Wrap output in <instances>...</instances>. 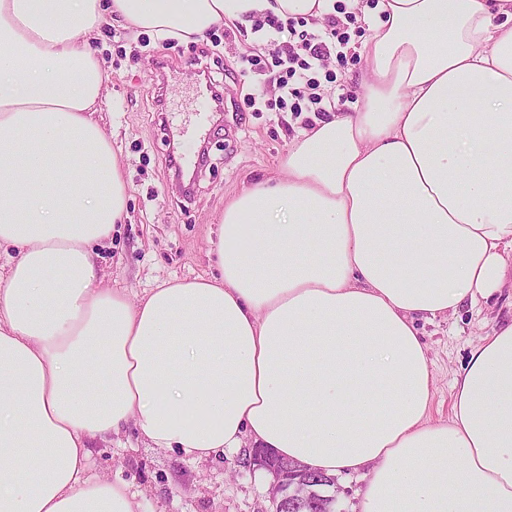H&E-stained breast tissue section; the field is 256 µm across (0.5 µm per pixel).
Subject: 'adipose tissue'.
I'll use <instances>...</instances> for the list:
<instances>
[{"label":"adipose tissue","mask_w":512,"mask_h":512,"mask_svg":"<svg viewBox=\"0 0 512 512\" xmlns=\"http://www.w3.org/2000/svg\"><path fill=\"white\" fill-rule=\"evenodd\" d=\"M332 11L0 0V512H138L90 470L91 442L130 422L189 461L369 470L357 512H512V321L470 346L436 422L417 327L512 282V0H377L361 109L314 120L225 200L216 274L135 301L100 285L128 201L104 28L202 38Z\"/></svg>","instance_id":"1"}]
</instances>
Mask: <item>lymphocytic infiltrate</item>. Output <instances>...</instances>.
I'll return each instance as SVG.
<instances>
[{
  "label": "lymphocytic infiltrate",
  "instance_id": "1",
  "mask_svg": "<svg viewBox=\"0 0 512 512\" xmlns=\"http://www.w3.org/2000/svg\"><path fill=\"white\" fill-rule=\"evenodd\" d=\"M362 12L350 0H341L336 11L326 17L322 31H297L295 19L268 15L255 23L256 30L270 32V60L250 59L255 73L275 84L279 95L273 106L278 111L327 112L329 103L319 80L330 57H344L351 42L349 27Z\"/></svg>",
  "mask_w": 512,
  "mask_h": 512
}]
</instances>
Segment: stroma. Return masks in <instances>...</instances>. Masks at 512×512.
Returning a JSON list of instances; mask_svg holds the SVG:
<instances>
[{
	"mask_svg": "<svg viewBox=\"0 0 512 512\" xmlns=\"http://www.w3.org/2000/svg\"><path fill=\"white\" fill-rule=\"evenodd\" d=\"M235 36L216 30L198 41L168 45L150 34L133 36L121 25L106 30L98 44L110 61L105 120L116 135L112 149L124 167L128 217L99 250L98 264L111 288L138 299L170 280H191L211 271L210 239L224 201L243 185L276 174L293 137L304 126L292 112H255L247 106L254 76L243 56H266L265 32L234 22ZM171 66L164 86L167 109L185 120L196 95V72L208 67L224 87V130L209 136V158L197 171V192L185 200L168 178V139L161 125L149 76L158 56ZM336 76L326 87L339 112L353 111L362 98L359 62L329 59ZM512 319V290L487 302L463 305L456 314L420 323L435 394L433 420H447L451 388L470 345ZM245 449L224 450L188 462L148 445L134 428L93 445L91 470L128 483L140 494V512H273L272 477L246 467Z\"/></svg>",
	"mask_w": 512,
	"mask_h": 512,
	"instance_id": "obj_1",
	"label": "stroma"
}]
</instances>
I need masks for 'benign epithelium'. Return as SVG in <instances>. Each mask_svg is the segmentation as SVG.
Masks as SVG:
<instances>
[{
	"instance_id": "1",
	"label": "benign epithelium",
	"mask_w": 512,
	"mask_h": 512,
	"mask_svg": "<svg viewBox=\"0 0 512 512\" xmlns=\"http://www.w3.org/2000/svg\"><path fill=\"white\" fill-rule=\"evenodd\" d=\"M245 465L264 467L274 475L275 483L270 491L274 512H285L288 503L313 508L323 507L332 500L329 486L335 484V479L309 471L298 463L276 458L256 448L249 452Z\"/></svg>"
}]
</instances>
